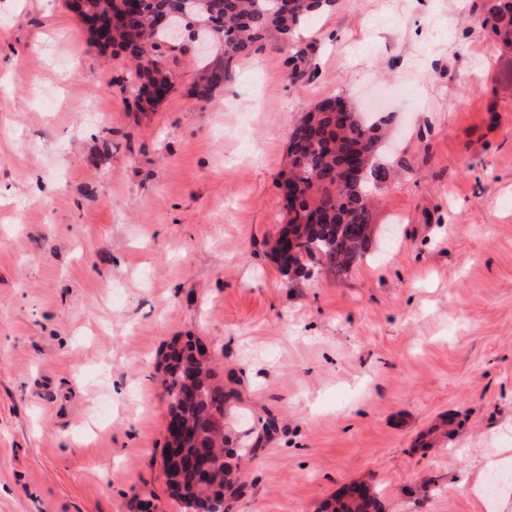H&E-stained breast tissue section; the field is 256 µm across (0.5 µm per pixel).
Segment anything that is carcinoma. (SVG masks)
<instances>
[{
	"label": "carcinoma",
	"instance_id": "cac0c4a2",
	"mask_svg": "<svg viewBox=\"0 0 512 512\" xmlns=\"http://www.w3.org/2000/svg\"><path fill=\"white\" fill-rule=\"evenodd\" d=\"M71 10L93 25L112 26V51L136 62L144 100L151 104L172 88L169 77L156 65V57L170 51H190L186 43L170 41L169 29L158 28V15L183 13L178 22L191 29L198 27L208 39L212 53L199 61L191 89L199 99L210 98L214 91L232 80L240 59L256 52L261 43L274 40L287 50L289 76L311 73L308 48L296 40L300 26L311 16L324 12L328 5L320 0H140L136 9H125V0H69ZM491 32L512 40V0H501L493 14ZM370 131L373 145L380 146L382 126L366 123L355 107L341 97H327L313 104L289 134L290 166L280 189L293 188V198L283 196L285 225L280 235H293L296 241L297 269L306 271L311 264L325 266L331 272L346 270L364 256L370 233L373 199L372 186L385 180L389 172L361 150L363 136ZM353 157L367 166L359 180L350 175L347 165ZM197 342L187 339L169 346L162 380L168 396V412L199 430V450L214 464L211 480L195 490H181L168 484L177 502V512H226V497L244 488L241 462L254 454L256 446L243 444L224 447V435L212 427L213 420L224 419V411L235 398L216 380L211 362L194 357ZM194 371L192 386L184 374ZM362 495L346 502L337 497L325 506V512H382V504L368 484Z\"/></svg>",
	"mask_w": 512,
	"mask_h": 512
}]
</instances>
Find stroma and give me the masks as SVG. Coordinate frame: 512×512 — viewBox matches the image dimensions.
Here are the masks:
<instances>
[{
    "instance_id": "stroma-1",
    "label": "stroma",
    "mask_w": 512,
    "mask_h": 512,
    "mask_svg": "<svg viewBox=\"0 0 512 512\" xmlns=\"http://www.w3.org/2000/svg\"><path fill=\"white\" fill-rule=\"evenodd\" d=\"M497 0H336L285 51L146 111L66 0H0V512H176L159 361L197 338L260 441L231 512H512V46ZM384 120L394 175L347 270L284 277L279 184L302 111ZM274 420L273 430L260 425ZM496 37L503 40H512V1L502 0L493 14L490 27ZM360 484L364 489L361 496L343 502L342 497L346 488L337 498L333 497L332 502H327L322 512H382V504L377 493L373 492L368 484Z\"/></svg>"
}]
</instances>
